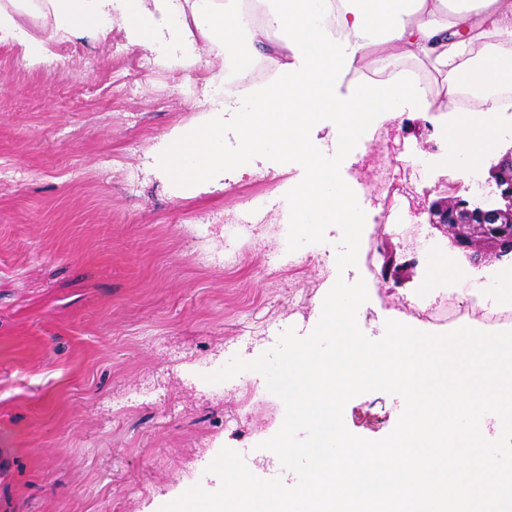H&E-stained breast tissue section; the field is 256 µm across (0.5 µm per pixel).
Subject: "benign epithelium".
Instances as JSON below:
<instances>
[{
	"mask_svg": "<svg viewBox=\"0 0 512 512\" xmlns=\"http://www.w3.org/2000/svg\"><path fill=\"white\" fill-rule=\"evenodd\" d=\"M486 184L489 191L478 204L461 196L431 203L430 223L448 227L465 254L481 244L500 257L512 256V149L491 168Z\"/></svg>",
	"mask_w": 512,
	"mask_h": 512,
	"instance_id": "1",
	"label": "benign epithelium"
}]
</instances>
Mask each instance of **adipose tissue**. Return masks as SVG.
I'll return each instance as SVG.
<instances>
[{"label":"adipose tissue","instance_id":"ef3b65f1","mask_svg":"<svg viewBox=\"0 0 512 512\" xmlns=\"http://www.w3.org/2000/svg\"><path fill=\"white\" fill-rule=\"evenodd\" d=\"M50 37L88 32L107 36L120 25L130 46L158 53L169 67L184 68L197 57L232 53L259 59L270 80L228 95L203 88L199 101L207 122L178 134L160 150L162 166L175 182L205 188L225 167L252 170L269 145L298 167L288 205L300 231L317 224H343L361 238L358 190L342 181L312 147V137L330 126L339 146L356 141L386 114L412 106L437 113L441 139L450 150L440 163L474 168L497 153L512 108L482 98L469 109L458 102L464 87L512 88V0H260L261 24L245 28L242 0H44ZM467 39L457 40L458 31ZM276 45H269V36ZM16 42L27 66L49 60L47 43L32 38L0 4V39ZM426 63L435 85L389 71L374 84L350 82L366 63L385 64L384 48ZM235 113L243 135L234 153L224 151V116ZM434 279L464 291L471 303L512 305V265L491 285L470 283L453 256L433 263Z\"/></svg>","mask_w":512,"mask_h":512}]
</instances>
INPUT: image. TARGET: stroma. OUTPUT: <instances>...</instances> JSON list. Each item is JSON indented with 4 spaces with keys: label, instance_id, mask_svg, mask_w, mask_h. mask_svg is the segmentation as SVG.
Returning a JSON list of instances; mask_svg holds the SVG:
<instances>
[{
    "label": "stroma",
    "instance_id": "obj_1",
    "mask_svg": "<svg viewBox=\"0 0 512 512\" xmlns=\"http://www.w3.org/2000/svg\"><path fill=\"white\" fill-rule=\"evenodd\" d=\"M48 49L53 65L27 69L17 45L0 43V512H160L195 484L216 490L207 468L225 447L258 477L295 485L259 447L285 414L262 375H208L256 359L288 329L308 335L340 276L365 280L357 319L373 340L389 317L441 306L447 290L420 284L454 247L427 209L452 198L465 169L410 168L418 207L400 233L375 222L357 267L338 272L334 226L311 261L289 266L279 251L299 168L264 158L253 174L228 167L222 187L192 190L157 164L166 140L204 120L197 102L204 83L223 81L221 60L201 56L186 74L117 27ZM378 130L379 155L336 148L327 127L313 142L341 180L358 181L372 217L394 159L439 146L434 120L408 107ZM228 244L242 254L232 267ZM402 409L373 391L343 418L376 440Z\"/></svg>",
    "mask_w": 512,
    "mask_h": 512
}]
</instances>
